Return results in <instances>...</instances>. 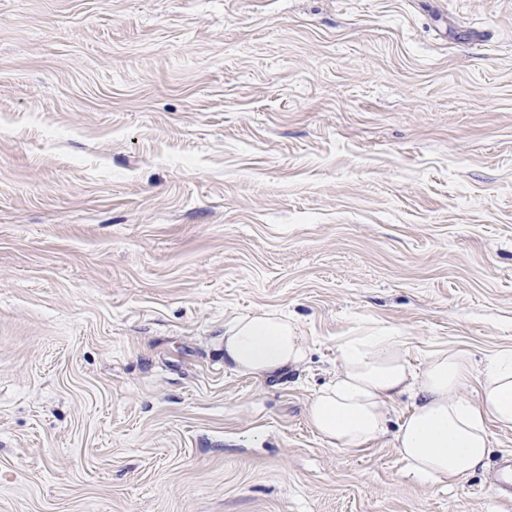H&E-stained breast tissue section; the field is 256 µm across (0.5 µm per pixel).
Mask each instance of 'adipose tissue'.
<instances>
[{"label": "adipose tissue", "mask_w": 512, "mask_h": 512, "mask_svg": "<svg viewBox=\"0 0 512 512\" xmlns=\"http://www.w3.org/2000/svg\"><path fill=\"white\" fill-rule=\"evenodd\" d=\"M308 351L281 313L242 315L224 329V365L239 373L271 378L301 366ZM470 377L462 352H438L418 369L404 359L398 337L354 336L341 347L335 378L312 397L310 421L329 443L358 448L386 433L392 404L411 393L412 411L394 434L397 451L415 476L452 481L483 464L491 446L488 421L512 426V351L486 366L474 400L462 394Z\"/></svg>", "instance_id": "adipose-tissue-1"}]
</instances>
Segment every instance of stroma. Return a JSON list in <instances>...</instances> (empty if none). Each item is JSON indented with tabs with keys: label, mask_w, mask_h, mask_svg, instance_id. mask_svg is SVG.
Masks as SVG:
<instances>
[{
	"label": "stroma",
	"mask_w": 512,
	"mask_h": 512,
	"mask_svg": "<svg viewBox=\"0 0 512 512\" xmlns=\"http://www.w3.org/2000/svg\"><path fill=\"white\" fill-rule=\"evenodd\" d=\"M283 312L309 357L224 366ZM512 350V0H0V512H512L308 406L341 344ZM294 323L276 312L237 317L224 328V366L260 378H273L301 366L309 348Z\"/></svg>",
	"instance_id": "obj_1"
}]
</instances>
